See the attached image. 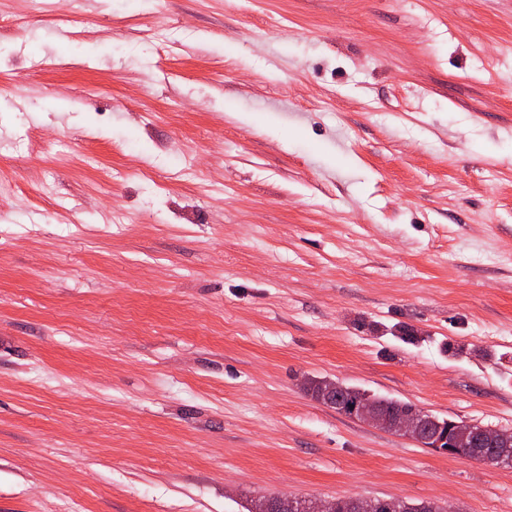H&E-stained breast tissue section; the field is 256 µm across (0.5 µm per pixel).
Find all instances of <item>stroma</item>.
I'll list each match as a JSON object with an SVG mask.
<instances>
[{"label": "stroma", "instance_id": "stroma-1", "mask_svg": "<svg viewBox=\"0 0 512 512\" xmlns=\"http://www.w3.org/2000/svg\"><path fill=\"white\" fill-rule=\"evenodd\" d=\"M0 512L406 498L512 466V0H0ZM363 399L372 401V406H377L386 409L389 412L399 411L403 408L413 407L408 403L394 400L391 398L379 397L375 394H370L368 391L355 386L343 385L339 393V403L343 408H349L351 405L360 403ZM384 425L391 431L401 433L425 447L439 448L444 451L451 448L449 454L453 456L474 459L478 454L490 452L492 448L482 445L477 437L471 434L456 441L458 434L470 425L463 422H453L452 427L447 431L439 430L434 435L429 434L424 429L423 413L417 409L404 410L394 418H386ZM428 443L432 444L428 445ZM454 443L455 446L452 448Z\"/></svg>", "mask_w": 512, "mask_h": 512}]
</instances>
